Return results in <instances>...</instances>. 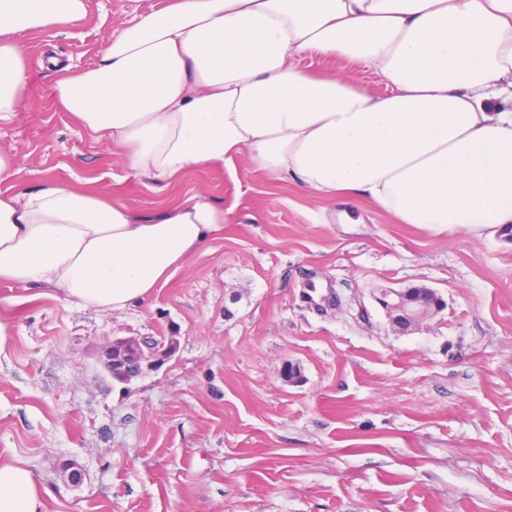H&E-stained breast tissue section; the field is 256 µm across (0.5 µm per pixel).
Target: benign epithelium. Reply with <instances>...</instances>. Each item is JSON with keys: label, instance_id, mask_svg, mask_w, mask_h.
Returning <instances> with one entry per match:
<instances>
[{"label": "benign epithelium", "instance_id": "7a95c632", "mask_svg": "<svg viewBox=\"0 0 512 512\" xmlns=\"http://www.w3.org/2000/svg\"><path fill=\"white\" fill-rule=\"evenodd\" d=\"M377 302L385 311L392 330L402 334L418 328L445 308L442 297L431 288L385 291ZM175 350L172 339L156 346L147 336H127L105 347L101 364L113 378L127 382L141 375L143 366L169 358Z\"/></svg>", "mask_w": 512, "mask_h": 512}]
</instances>
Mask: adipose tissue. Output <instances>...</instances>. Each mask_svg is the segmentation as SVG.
Segmentation results:
<instances>
[{
  "instance_id": "1",
  "label": "adipose tissue",
  "mask_w": 512,
  "mask_h": 512,
  "mask_svg": "<svg viewBox=\"0 0 512 512\" xmlns=\"http://www.w3.org/2000/svg\"><path fill=\"white\" fill-rule=\"evenodd\" d=\"M83 0H0V128L27 109L17 33L62 26ZM131 18L54 104L138 174L175 178L244 155L327 202L368 198L401 224H512V0H164ZM306 53L359 61L375 96L315 75ZM0 148V282L122 311L222 238V199L197 191L140 215L99 188L47 180ZM29 464L0 457V512H45Z\"/></svg>"
}]
</instances>
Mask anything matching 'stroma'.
Wrapping results in <instances>:
<instances>
[{
    "label": "stroma",
    "instance_id": "obj_1",
    "mask_svg": "<svg viewBox=\"0 0 512 512\" xmlns=\"http://www.w3.org/2000/svg\"><path fill=\"white\" fill-rule=\"evenodd\" d=\"M127 2L20 33L29 107L0 146L25 188L93 181L141 214L204 191L231 222L121 312L0 283V456L30 460L46 512H512V234L401 224L365 199L327 214L243 155L156 191L50 97L56 65L95 64ZM299 64L388 92L354 60ZM419 286L445 309L394 332L381 290ZM125 336L177 348L120 383L100 355Z\"/></svg>",
    "mask_w": 512,
    "mask_h": 512
}]
</instances>
